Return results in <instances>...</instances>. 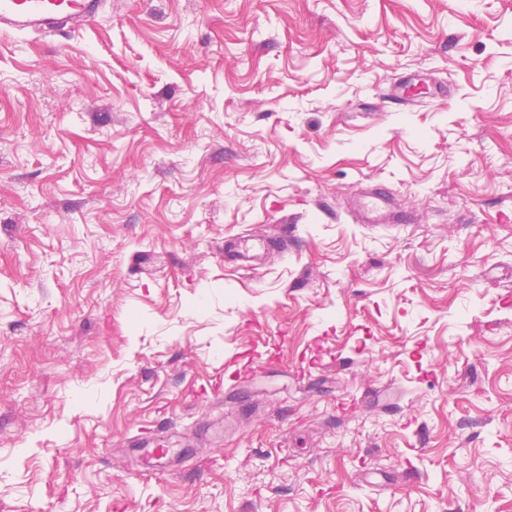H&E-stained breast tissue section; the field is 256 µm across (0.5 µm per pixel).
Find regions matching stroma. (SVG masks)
I'll use <instances>...</instances> for the list:
<instances>
[{"label":"stroma","mask_w":512,"mask_h":512,"mask_svg":"<svg viewBox=\"0 0 512 512\" xmlns=\"http://www.w3.org/2000/svg\"><path fill=\"white\" fill-rule=\"evenodd\" d=\"M511 268L512 0L0 34V512H512ZM392 198L385 190L373 188L368 191L361 201V209L364 216L361 217L362 224H379L374 221L380 215L390 213Z\"/></svg>","instance_id":"35a3bbf8"}]
</instances>
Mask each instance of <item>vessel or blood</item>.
<instances>
[{
  "instance_id": "1",
  "label": "vessel or blood",
  "mask_w": 512,
  "mask_h": 512,
  "mask_svg": "<svg viewBox=\"0 0 512 512\" xmlns=\"http://www.w3.org/2000/svg\"><path fill=\"white\" fill-rule=\"evenodd\" d=\"M103 3L104 0H0V33H45L66 26L77 28L95 18ZM391 205L392 198L385 190L368 191L361 201L362 223H373L386 213L392 222H399V215L390 212Z\"/></svg>"
}]
</instances>
